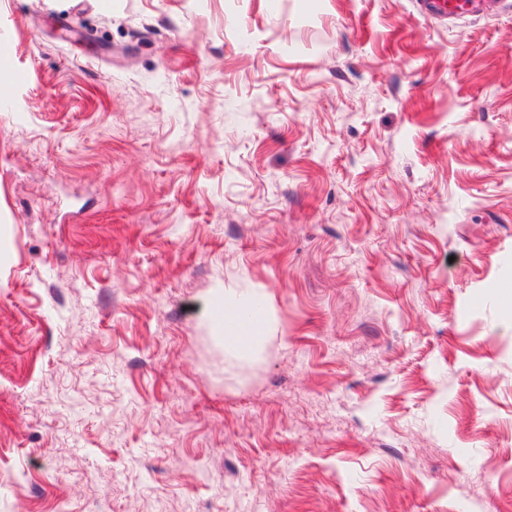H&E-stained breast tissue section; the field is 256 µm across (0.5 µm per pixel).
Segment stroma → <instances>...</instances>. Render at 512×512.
<instances>
[{
	"label": "stroma",
	"instance_id": "stroma-1",
	"mask_svg": "<svg viewBox=\"0 0 512 512\" xmlns=\"http://www.w3.org/2000/svg\"><path fill=\"white\" fill-rule=\"evenodd\" d=\"M0 0V512H512V0ZM258 288L231 356L217 289ZM417 3L423 14L437 18H456L466 6L458 0H419ZM224 306L222 307V336L224 350L233 356L251 357L262 350L266 320L262 315L257 319L244 316L242 309L249 303L252 296L238 292L237 288H224ZM264 306L263 298H255L253 305L245 308L246 314L259 311Z\"/></svg>",
	"mask_w": 512,
	"mask_h": 512
}]
</instances>
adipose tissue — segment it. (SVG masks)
Listing matches in <instances>:
<instances>
[{
  "label": "adipose tissue",
  "mask_w": 512,
  "mask_h": 512,
  "mask_svg": "<svg viewBox=\"0 0 512 512\" xmlns=\"http://www.w3.org/2000/svg\"><path fill=\"white\" fill-rule=\"evenodd\" d=\"M223 296L221 340L225 351L243 358L256 355L265 341V318L254 319L244 315L243 310L250 301L249 294L228 288Z\"/></svg>",
  "instance_id": "obj_1"
}]
</instances>
